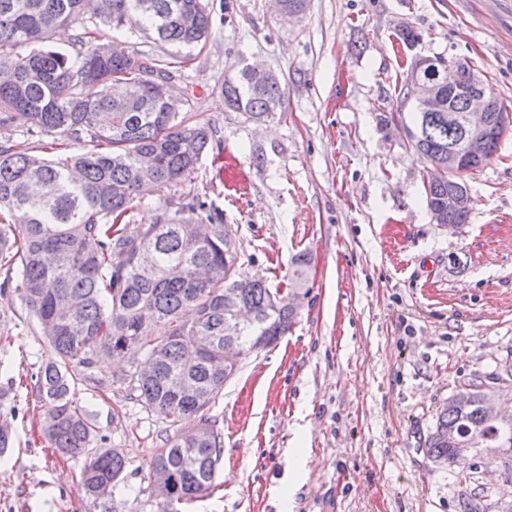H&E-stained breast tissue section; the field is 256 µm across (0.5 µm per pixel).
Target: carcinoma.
<instances>
[{"instance_id": "1", "label": "carcinoma", "mask_w": 512, "mask_h": 512, "mask_svg": "<svg viewBox=\"0 0 512 512\" xmlns=\"http://www.w3.org/2000/svg\"><path fill=\"white\" fill-rule=\"evenodd\" d=\"M115 32L135 28L159 42L192 49L212 34L207 0H0V128L17 117L29 131L88 140L96 150L46 159L22 144L0 143V262L17 265L21 297L34 313L52 361L38 377L47 406L43 434L62 457H86L80 473L85 497L109 512L98 490L123 480L126 461L106 448H94L92 414L73 398L72 369L120 355L129 340L151 358L150 372L112 370V387L126 398L165 418L173 432L153 449L148 476L168 472L153 486L157 512H181L213 487L224 440L212 405L235 372L224 362V337L234 336L251 353L256 337L274 344L297 316L296 299L307 282L309 260L295 256L288 283L272 286L237 272L236 257H224V216L198 200L181 209L214 225L216 234L199 240L191 221L144 224L134 237L120 224L143 183L177 185L193 174L208 148V125L187 126L185 102L153 92L156 80L174 79L172 62L148 51H131L114 37L101 41L92 26ZM73 29L75 54L44 46L58 27ZM37 44L23 54L19 48ZM443 99L449 110L403 112L412 145L433 171L448 165V146L461 138L460 125L448 118L465 107L460 94ZM285 88L278 76L256 80L249 67L224 83L226 104L260 122L281 108ZM464 170L432 177L425 202L448 224L467 223L469 211L448 209V182L485 165L490 147L468 145ZM152 255L145 273L137 254ZM284 292L275 304L272 296ZM232 296L252 313L254 325L236 329L224 306ZM164 323L168 332L149 328ZM464 399L452 395L437 414L424 443L432 462L453 468L464 450L500 448L479 463L500 471L512 485V416L498 421L484 411L493 386L466 382ZM459 512H491L494 503L475 492L473 478L453 476Z\"/></svg>"}]
</instances>
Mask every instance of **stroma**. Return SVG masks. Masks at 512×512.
Returning a JSON list of instances; mask_svg holds the SVG:
<instances>
[{
	"label": "stroma",
	"mask_w": 512,
	"mask_h": 512,
	"mask_svg": "<svg viewBox=\"0 0 512 512\" xmlns=\"http://www.w3.org/2000/svg\"><path fill=\"white\" fill-rule=\"evenodd\" d=\"M212 35L173 86L186 125L213 138L194 177L148 190L128 231L199 198L224 213L238 270L288 280L309 254L306 293L286 336L242 359L212 408L224 423L221 473L185 512H458L447 470L421 446L460 382L512 365V131L465 174L466 224H434L423 181L431 168L407 137L382 125L412 54L464 58L512 113V0H309L298 16L270 0H210ZM403 25L421 40L397 41ZM277 72L282 112L247 120L224 103L244 65ZM232 158L250 191L234 198ZM15 271L0 266V512H90L82 459L40 435L46 408L33 375L50 361ZM75 397L93 415V444L120 449L117 512H157L147 480L161 416L87 369Z\"/></svg>",
	"instance_id": "stroma-1"
}]
</instances>
